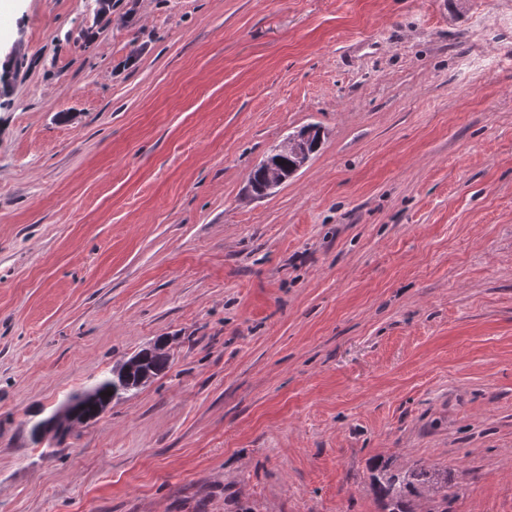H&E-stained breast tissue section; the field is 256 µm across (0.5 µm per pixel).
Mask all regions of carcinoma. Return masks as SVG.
I'll return each mask as SVG.
<instances>
[{
    "label": "carcinoma",
    "mask_w": 512,
    "mask_h": 512,
    "mask_svg": "<svg viewBox=\"0 0 512 512\" xmlns=\"http://www.w3.org/2000/svg\"><path fill=\"white\" fill-rule=\"evenodd\" d=\"M163 340L151 343L152 349L143 357V369L153 378L169 367V356L160 347ZM100 398L112 403L119 402L140 389L138 380L131 382L129 392L115 391V379L107 376L92 386ZM372 488L385 512H415L414 500L424 493H430L443 505L440 512H448V491L452 488L448 470L435 465L416 464L408 468L394 467L388 463L375 467Z\"/></svg>",
    "instance_id": "obj_1"
}]
</instances>
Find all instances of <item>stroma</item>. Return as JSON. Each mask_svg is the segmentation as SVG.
I'll list each match as a JSON object with an SVG mask.
<instances>
[{
  "mask_svg": "<svg viewBox=\"0 0 512 512\" xmlns=\"http://www.w3.org/2000/svg\"><path fill=\"white\" fill-rule=\"evenodd\" d=\"M0 18V512H382L378 461L512 512V0ZM160 337L164 374L31 440ZM310 134L309 129H301L293 134H289L282 142L275 146V153L273 154V149H271L270 154L267 158H273L275 160L278 159L279 164L286 169L289 165V159H285L281 155L294 156L296 161L293 165H291L288 169V174L285 175L282 171L275 169L272 165V161L267 158L260 163V167L262 168V173L264 175V180L266 184V192L268 193L272 189L283 184L288 177L292 174H295L300 168H302L307 161L309 160L312 152L308 150L307 139ZM72 419L73 415L68 413L65 407L62 408L56 414L54 420L48 419L40 426L38 430L39 442L50 441L52 444H59L65 439V432L70 431L74 424L86 423L85 418H82L79 421H72Z\"/></svg>",
  "mask_w": 512,
  "mask_h": 512,
  "instance_id": "obj_1",
  "label": "stroma"
}]
</instances>
